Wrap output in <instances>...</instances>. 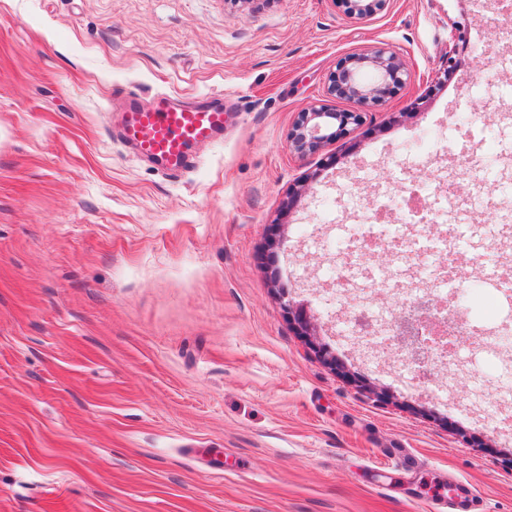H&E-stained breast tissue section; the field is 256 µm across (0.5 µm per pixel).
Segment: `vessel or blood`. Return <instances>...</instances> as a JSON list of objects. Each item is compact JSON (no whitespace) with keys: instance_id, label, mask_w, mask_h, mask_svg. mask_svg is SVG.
Here are the masks:
<instances>
[{"instance_id":"obj_1","label":"vessel or blood","mask_w":512,"mask_h":512,"mask_svg":"<svg viewBox=\"0 0 512 512\" xmlns=\"http://www.w3.org/2000/svg\"><path fill=\"white\" fill-rule=\"evenodd\" d=\"M224 133V100L210 97L192 105L161 94L144 102L129 95L121 110L120 134L144 158L177 174L192 163L191 150Z\"/></svg>"}]
</instances>
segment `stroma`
<instances>
[{"instance_id": "obj_1", "label": "stroma", "mask_w": 512, "mask_h": 512, "mask_svg": "<svg viewBox=\"0 0 512 512\" xmlns=\"http://www.w3.org/2000/svg\"><path fill=\"white\" fill-rule=\"evenodd\" d=\"M0 0V512H426L465 483L512 512V359L434 366L353 345L322 292L377 196L474 155L457 232L486 279L512 212V22L492 0ZM467 29L451 43L454 23ZM378 46L405 81L317 153L299 113ZM453 78L436 85L447 56ZM224 97V135L174 178L117 133L115 89ZM495 115L493 130L485 118ZM312 176L311 190L296 189ZM310 302L303 335L286 302ZM484 386L473 407L467 388Z\"/></svg>"}]
</instances>
